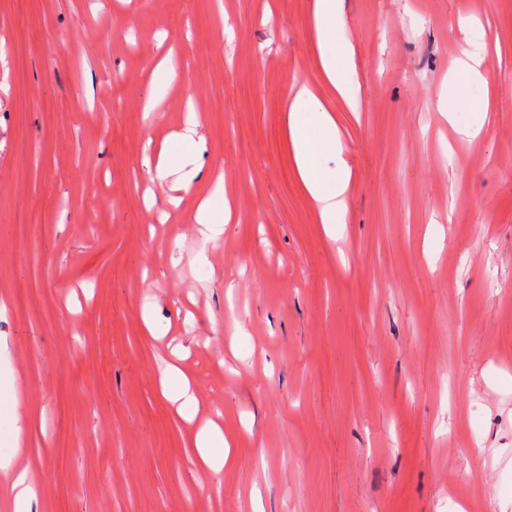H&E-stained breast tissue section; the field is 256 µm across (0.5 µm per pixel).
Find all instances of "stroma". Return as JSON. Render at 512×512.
<instances>
[{"label":"stroma","mask_w":512,"mask_h":512,"mask_svg":"<svg viewBox=\"0 0 512 512\" xmlns=\"http://www.w3.org/2000/svg\"><path fill=\"white\" fill-rule=\"evenodd\" d=\"M314 4L0 0V341L37 512H512V0H346L354 111ZM475 45L472 143L448 110ZM300 83L351 169L333 230L288 144ZM191 118L173 207L145 160ZM204 197L233 206L214 243ZM159 380L162 394L170 402L178 404L180 414H190L197 408L199 389L195 383L189 381L180 367L168 365ZM195 447L201 462L208 468L215 471L224 469L230 460L224 430L216 424H208L202 428L195 437Z\"/></svg>","instance_id":"stroma-1"}]
</instances>
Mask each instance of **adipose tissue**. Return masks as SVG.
<instances>
[{
    "label": "adipose tissue",
    "mask_w": 512,
    "mask_h": 512,
    "mask_svg": "<svg viewBox=\"0 0 512 512\" xmlns=\"http://www.w3.org/2000/svg\"><path fill=\"white\" fill-rule=\"evenodd\" d=\"M313 24L320 63L330 84L347 102H354L353 91L343 79L350 55L336 50V35L344 26L343 0H316ZM197 127L193 121L177 133V141L184 145L182 152L175 155L165 147L154 157L157 178L171 183L169 203H178L179 192L189 191L199 175L195 151L204 140ZM288 132L302 184L315 202L322 223H343L348 211L351 170L340 159L342 147L336 122L309 86H300L292 97ZM328 154L339 157L337 168L322 166L321 160ZM160 388L170 402L177 404L180 414L196 409L199 389L180 367H166L160 376ZM0 474L12 479L16 512H32L37 499L35 481L28 470L17 467L14 453L0 454Z\"/></svg>",
    "instance_id": "ef3b65f1"
}]
</instances>
